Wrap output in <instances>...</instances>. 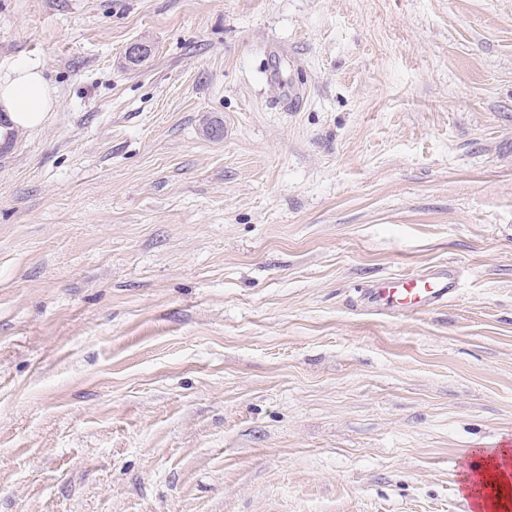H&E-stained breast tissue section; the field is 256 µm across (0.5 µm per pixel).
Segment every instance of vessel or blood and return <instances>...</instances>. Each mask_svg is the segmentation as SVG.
Masks as SVG:
<instances>
[{"instance_id":"1","label":"vessel or blood","mask_w":512,"mask_h":512,"mask_svg":"<svg viewBox=\"0 0 512 512\" xmlns=\"http://www.w3.org/2000/svg\"><path fill=\"white\" fill-rule=\"evenodd\" d=\"M456 290L457 281L447 270L424 278L405 276L377 282L364 290L362 300L376 311L413 312L448 301Z\"/></svg>"}]
</instances>
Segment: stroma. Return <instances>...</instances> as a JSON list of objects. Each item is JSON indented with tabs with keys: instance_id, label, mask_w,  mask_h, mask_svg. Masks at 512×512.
I'll return each instance as SVG.
<instances>
[{
	"instance_id": "35a3bbf8",
	"label": "stroma",
	"mask_w": 512,
	"mask_h": 512,
	"mask_svg": "<svg viewBox=\"0 0 512 512\" xmlns=\"http://www.w3.org/2000/svg\"><path fill=\"white\" fill-rule=\"evenodd\" d=\"M24 59L58 104L0 150V512H469L512 433V0H0ZM457 290L450 269L425 278L405 276L377 282L363 291L362 301L373 311L413 312L448 301Z\"/></svg>"
}]
</instances>
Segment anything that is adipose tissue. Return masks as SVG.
I'll return each mask as SVG.
<instances>
[{
    "label": "adipose tissue",
    "mask_w": 512,
    "mask_h": 512,
    "mask_svg": "<svg viewBox=\"0 0 512 512\" xmlns=\"http://www.w3.org/2000/svg\"><path fill=\"white\" fill-rule=\"evenodd\" d=\"M57 105L41 62L20 60L0 71V149L13 147L24 134L43 128ZM469 496L479 512H512V448L484 458L475 469Z\"/></svg>",
    "instance_id": "obj_1"
}]
</instances>
